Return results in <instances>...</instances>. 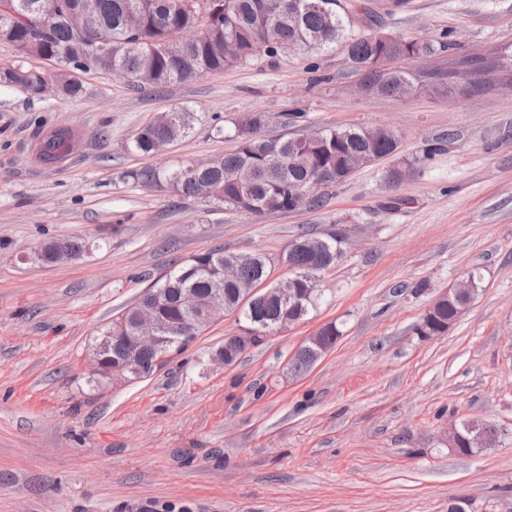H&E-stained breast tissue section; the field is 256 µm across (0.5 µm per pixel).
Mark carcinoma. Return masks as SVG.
I'll list each match as a JSON object with an SVG mask.
<instances>
[{
	"label": "carcinoma",
	"instance_id": "1",
	"mask_svg": "<svg viewBox=\"0 0 512 512\" xmlns=\"http://www.w3.org/2000/svg\"><path fill=\"white\" fill-rule=\"evenodd\" d=\"M89 1L96 4L94 23L112 29V46L107 53L81 64L80 71L108 72L134 87L148 86L160 92L206 73L286 54L290 48L318 52L346 38L356 74L372 91L387 90L398 78L415 86L421 82L436 84L446 93L453 89L449 69L412 73L400 65L396 55L385 67L377 64L384 55L383 49L372 33L350 34L354 11L343 0H282V10L277 14L266 12V0H59V17L44 30L30 27L26 20L41 0H11L17 16L0 17V43H26L29 52L0 67V84L39 95L42 69L33 60H59L64 71L59 76L57 93L72 98L82 93V82L68 72L71 63L80 60L81 45L66 15L83 10ZM445 48L443 42L408 39L404 52L428 54L443 52ZM457 62H465L478 72L470 89L472 95L485 92L495 79L512 82V45L449 60L452 65ZM192 121V113L172 111L165 123H150L141 128L132 140V148L152 154L157 147L187 136ZM265 125L266 115L258 113L251 117L235 132L236 149L224 154L222 162L213 168L192 171L187 165L164 171L151 169L134 173L132 178L139 182L164 180L178 193L212 201L229 210H239L247 200L258 212L289 211L290 187L306 189L325 171L337 182H344L352 175L351 156L366 157L372 164L396 155L400 146L399 138L375 137L365 127L269 138L261 135ZM73 137L74 131L67 127L50 131L39 142L37 158L44 165L59 163L67 155V142ZM295 242L297 246L282 255V262L296 271L297 280L292 288L302 295L300 308L288 313V317L301 321L318 308L322 299L320 288L304 277L307 265L316 263L323 270L335 265L343 254L344 238L340 233L320 237L303 232ZM227 261L238 266L241 278L246 281L268 279L274 263L265 254L213 250L176 264L151 286L159 294L156 315L165 341L176 344L181 340L172 329L185 320V312L178 303L185 289L206 296L215 285L224 284V306L237 311L238 321L250 327L271 325L280 316L282 308L273 298L240 306L237 285L223 282ZM464 304L465 301L453 298L435 305L416 326L417 333H444ZM109 331L133 335L132 311L123 310L101 333ZM320 336L323 346L331 349L342 333L331 322L322 328ZM310 355L311 351L300 350L289 360L290 370L298 375L308 371ZM127 358L134 359L146 375L152 368L154 354L136 349L129 340L112 346L113 362Z\"/></svg>",
	"mask_w": 512,
	"mask_h": 512
}]
</instances>
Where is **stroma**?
I'll use <instances>...</instances> for the list:
<instances>
[{
	"label": "stroma",
	"mask_w": 512,
	"mask_h": 512,
	"mask_svg": "<svg viewBox=\"0 0 512 512\" xmlns=\"http://www.w3.org/2000/svg\"><path fill=\"white\" fill-rule=\"evenodd\" d=\"M361 29L446 41L455 54L512 43V0H351ZM75 98L0 85V512H512V445L448 446L465 420L512 434V88L478 97L358 92L344 45L208 73L164 93L109 73ZM193 128L157 155L131 151L161 113ZM262 113L267 137L386 126L400 152L332 187L325 206L244 214L129 179L234 150ZM72 126L67 160L41 165L40 130ZM443 147L427 150L435 141ZM410 171L392 186L389 171ZM345 237L316 311L227 366V314L152 376L92 383L90 347L178 259L213 249L280 261L300 232ZM82 237L77 261L27 256ZM471 304L445 334L415 327L470 273ZM342 336L288 369L328 322Z\"/></svg>",
	"instance_id": "1"
}]
</instances>
